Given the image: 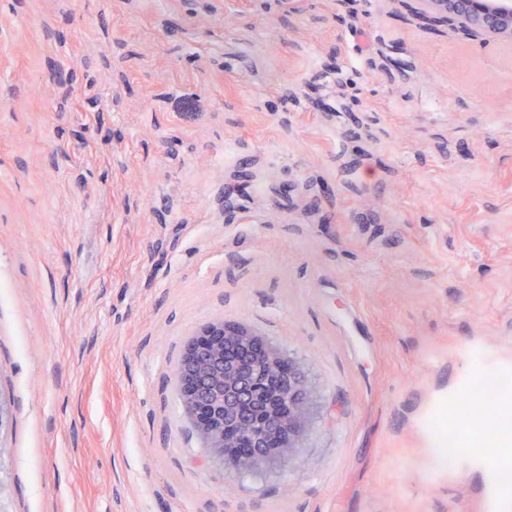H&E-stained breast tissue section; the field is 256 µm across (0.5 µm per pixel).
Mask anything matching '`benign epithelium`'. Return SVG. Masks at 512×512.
Masks as SVG:
<instances>
[{
    "instance_id": "7a95c632",
    "label": "benign epithelium",
    "mask_w": 512,
    "mask_h": 512,
    "mask_svg": "<svg viewBox=\"0 0 512 512\" xmlns=\"http://www.w3.org/2000/svg\"><path fill=\"white\" fill-rule=\"evenodd\" d=\"M426 19H454L512 46V3L422 0ZM178 378L185 414L213 456L241 473L285 464L303 437L311 398L305 372L250 328L212 323L187 344ZM10 410L0 401V470Z\"/></svg>"
}]
</instances>
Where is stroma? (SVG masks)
<instances>
[{
    "mask_svg": "<svg viewBox=\"0 0 512 512\" xmlns=\"http://www.w3.org/2000/svg\"><path fill=\"white\" fill-rule=\"evenodd\" d=\"M10 512H512L448 403L512 377V47L420 0H0ZM314 393L214 461L177 370L217 321Z\"/></svg>",
    "mask_w": 512,
    "mask_h": 512,
    "instance_id": "1",
    "label": "stroma"
}]
</instances>
